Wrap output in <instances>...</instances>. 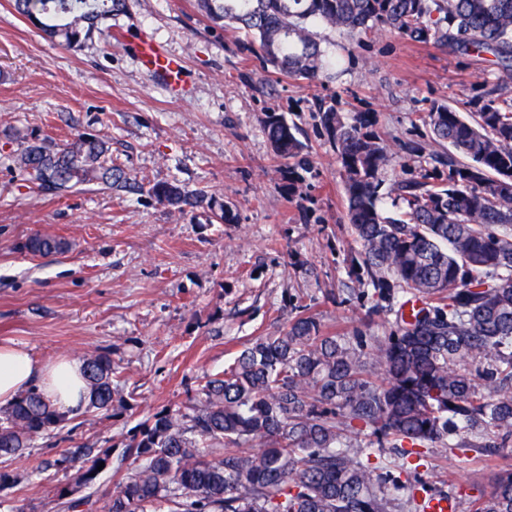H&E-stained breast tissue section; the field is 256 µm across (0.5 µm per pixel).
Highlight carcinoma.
Here are the masks:
<instances>
[{"instance_id":"carcinoma-1","label":"carcinoma","mask_w":512,"mask_h":512,"mask_svg":"<svg viewBox=\"0 0 512 512\" xmlns=\"http://www.w3.org/2000/svg\"><path fill=\"white\" fill-rule=\"evenodd\" d=\"M49 39L80 46L124 0H14ZM213 24L259 41L264 64L311 83L335 62L309 25L351 37L391 31L415 42L451 47L512 69V0H197ZM320 125L343 177L346 217L359 258L352 272L374 308L395 316L387 336L325 332L303 311L272 336H259L177 409H162L129 434L131 467L105 512H388L391 492L405 490L420 512L446 498L417 499L387 464L362 459L347 441L394 448L400 472L416 468L426 448L512 447V192L498 184L512 170V104L494 99L468 116L444 104L425 119L432 143L448 148L446 174L397 184L399 209L387 212L381 189L392 163L387 143L364 121L348 122L328 106ZM297 128L269 112L263 132L281 159V189L300 195L305 165ZM109 145L80 136L60 145L46 136L15 165L45 194L86 185L145 191L180 213L234 211L177 182L148 187L108 158ZM69 243L38 231L24 248L61 254ZM88 407H125L114 397L112 358L83 359ZM36 388L0 409V459L62 427ZM82 460L73 484L56 489L57 506L85 512L81 495L112 463L110 448H64L43 470ZM474 512H512V465L500 470Z\"/></svg>"}]
</instances>
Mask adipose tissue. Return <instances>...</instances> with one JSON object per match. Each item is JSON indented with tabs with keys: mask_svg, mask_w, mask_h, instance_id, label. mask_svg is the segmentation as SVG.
Wrapping results in <instances>:
<instances>
[{
	"mask_svg": "<svg viewBox=\"0 0 512 512\" xmlns=\"http://www.w3.org/2000/svg\"><path fill=\"white\" fill-rule=\"evenodd\" d=\"M32 387L64 412L82 409L89 398L81 359L63 356L40 361L24 344L0 342V407L11 405Z\"/></svg>",
	"mask_w": 512,
	"mask_h": 512,
	"instance_id": "adipose-tissue-1",
	"label": "adipose tissue"
}]
</instances>
